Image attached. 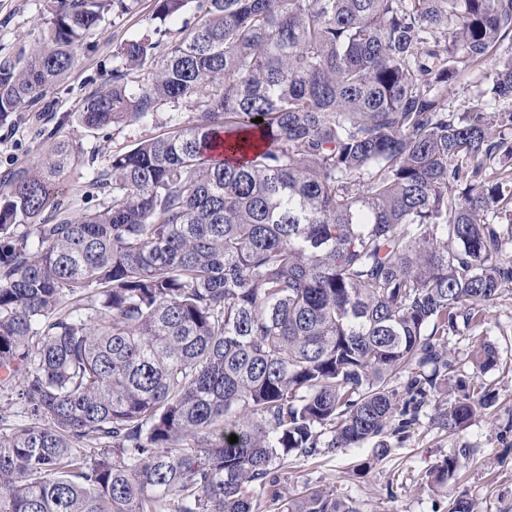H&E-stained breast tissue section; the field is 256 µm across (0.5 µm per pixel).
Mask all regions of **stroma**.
Returning <instances> with one entry per match:
<instances>
[{"label": "stroma", "mask_w": 512, "mask_h": 512, "mask_svg": "<svg viewBox=\"0 0 512 512\" xmlns=\"http://www.w3.org/2000/svg\"><path fill=\"white\" fill-rule=\"evenodd\" d=\"M155 6L156 0H123L105 13L89 37L92 51L80 54L77 64L46 97L0 124V194L10 189V173L31 167L53 143L63 141L80 159L57 179L54 192L71 215L80 216L87 207L86 185L93 176L92 152L104 155L128 148L191 119V104L182 100L149 121L100 131L89 130L78 120L83 98L109 85L104 72L112 68L117 46L152 34L160 25L166 26L169 39L175 41L194 24L189 11L160 21ZM51 12L52 0H0V60L36 51ZM495 70L492 58L470 67L448 92L449 111H465L490 83ZM486 330L487 340L496 345L503 360L500 368L483 377L498 393L489 414L459 436L449 437L432 423L435 413L448 403V391H441L424 404L415 425L388 435L389 452L383 458L371 459L367 445L305 461L289 458L274 472L282 493L319 487L352 501L359 512H448L450 496L461 495L474 502L478 512H512V304L491 306ZM454 444L468 445L473 453L463 460L450 494L423 488L422 476ZM365 458L371 461L369 468L358 470V462Z\"/></svg>", "instance_id": "35a3bbf8"}]
</instances>
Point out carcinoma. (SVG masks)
Masks as SVG:
<instances>
[{
    "instance_id": "cac0c4a2",
    "label": "carcinoma",
    "mask_w": 512,
    "mask_h": 512,
    "mask_svg": "<svg viewBox=\"0 0 512 512\" xmlns=\"http://www.w3.org/2000/svg\"><path fill=\"white\" fill-rule=\"evenodd\" d=\"M106 2L54 0L40 48L0 61V122L73 67ZM191 6L164 54L120 45L79 113L99 130L187 99L189 122L112 153L79 218L53 195L66 143L0 196V512H359L282 495L274 465L368 443L383 457L394 418L410 428L445 384L450 433L496 401L484 327L512 301V113L487 105L512 101V0L156 15ZM504 45L468 111H448V87ZM450 336L469 337L465 360ZM469 453L449 449L426 487Z\"/></svg>"
}]
</instances>
